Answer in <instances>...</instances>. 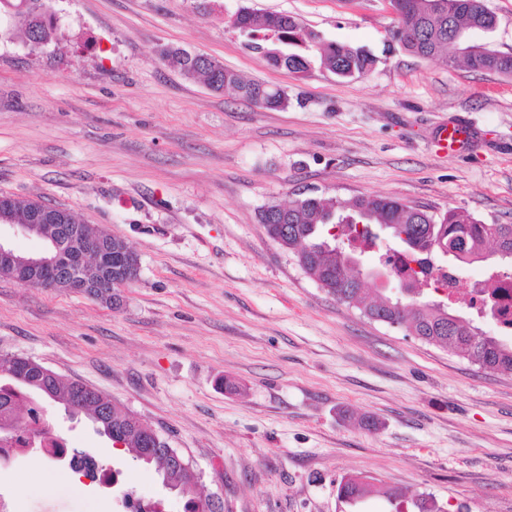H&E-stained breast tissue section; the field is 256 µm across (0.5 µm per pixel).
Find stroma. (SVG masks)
I'll list each match as a JSON object with an SVG mask.
<instances>
[{
	"instance_id": "1",
	"label": "stroma",
	"mask_w": 512,
	"mask_h": 512,
	"mask_svg": "<svg viewBox=\"0 0 512 512\" xmlns=\"http://www.w3.org/2000/svg\"><path fill=\"white\" fill-rule=\"evenodd\" d=\"M469 44L512 53V0ZM59 41L0 37V195L70 211L123 238L138 281L119 306L0 278V354L34 360L138 416L192 463L222 512H393L382 492L444 512H512V376L368 319L270 239L265 205L389 196L512 224V76L423 59L392 40L389 0H56ZM293 17L377 58L343 79L271 66L230 18ZM204 53L287 92L284 110L216 93L159 53ZM466 126L457 150L444 125ZM42 407L68 447L118 471L59 482L16 455L0 512H184L154 469L85 417ZM377 426L369 430L366 419ZM356 475L375 493L339 498ZM384 495L389 504L394 507L395 512H403L401 507L405 505L406 511L411 508L410 512H443L438 503L430 496L421 494L410 502L404 501L403 493L397 488H388L384 491Z\"/></svg>"
}]
</instances>
